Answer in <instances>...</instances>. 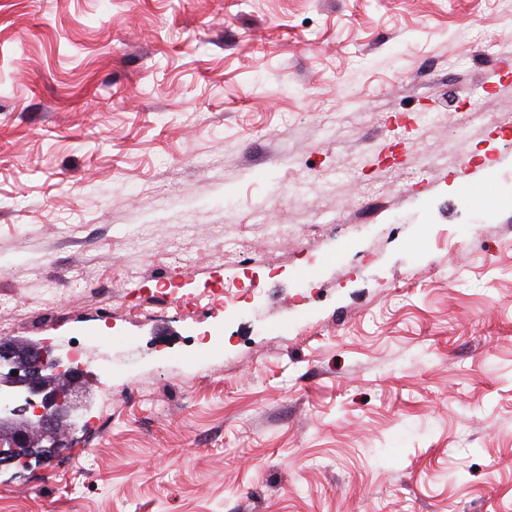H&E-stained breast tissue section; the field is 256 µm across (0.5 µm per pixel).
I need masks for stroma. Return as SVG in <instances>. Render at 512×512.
<instances>
[{"label":"stroma","instance_id":"35a3bbf8","mask_svg":"<svg viewBox=\"0 0 512 512\" xmlns=\"http://www.w3.org/2000/svg\"><path fill=\"white\" fill-rule=\"evenodd\" d=\"M511 129L512 0H0V338L92 376L0 512H512Z\"/></svg>","mask_w":512,"mask_h":512}]
</instances>
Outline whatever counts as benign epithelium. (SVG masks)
<instances>
[{
    "mask_svg": "<svg viewBox=\"0 0 512 512\" xmlns=\"http://www.w3.org/2000/svg\"><path fill=\"white\" fill-rule=\"evenodd\" d=\"M86 376L50 355L41 342L0 339V457L13 458L40 432L49 448L63 441L76 425V398ZM53 377L58 383H50Z\"/></svg>",
    "mask_w": 512,
    "mask_h": 512,
    "instance_id": "benign-epithelium-1",
    "label": "benign epithelium"
}]
</instances>
